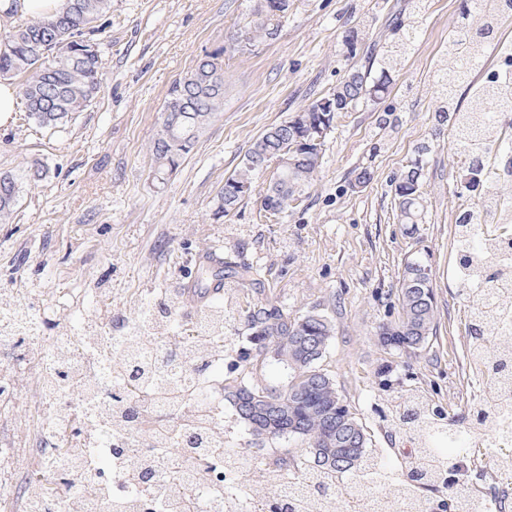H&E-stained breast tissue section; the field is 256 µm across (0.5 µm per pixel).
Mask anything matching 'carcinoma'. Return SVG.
<instances>
[{"mask_svg":"<svg viewBox=\"0 0 512 512\" xmlns=\"http://www.w3.org/2000/svg\"><path fill=\"white\" fill-rule=\"evenodd\" d=\"M112 0H64L62 8L49 17L35 16L26 24L0 31V80L17 82L18 95L24 101L28 118L46 130H56L83 111L100 90L101 51L96 35L106 28V15ZM282 0H255L252 7L256 35L274 39L287 11ZM461 25L448 38V58L440 70V105L436 115L451 125L454 146L463 157L465 170L479 171V185L468 188L478 195L477 203L466 209L467 216L456 218L457 272L460 285L473 302L470 315L471 341L466 360L474 377L492 391V400H479L470 410L471 420L461 430L447 428L446 415L417 398L407 412L392 418V425L404 432L415 445L404 478L394 484L395 496L405 512H430L424 490L443 486L467 512L471 488L461 480L448 478V457L435 446L436 439L448 434V445L469 454L484 441L490 429L512 438L506 427L512 426V233H484V226L512 221L498 208L497 201L484 192V172L494 151L512 153V142L499 140L497 132L504 122V111L512 108V81L491 76L474 85L472 72L481 62L487 44L471 37L474 28H497L500 18L512 14V0H494L495 9L485 0H469ZM399 37L383 52L367 47L368 60L377 68H352L336 91L312 101L289 119L271 126L253 143L248 153L259 150L280 159L272 183L263 197L267 215L281 218L292 205L303 201L313 186L325 153L327 139L321 131L334 127L341 112H350L359 104L375 101L389 88L390 73L397 67L418 38L414 24L396 27ZM221 48L201 57L194 68L172 86L161 112L159 129L151 148V168L162 179L177 168L206 132L224 106V70ZM469 87L466 105L457 92ZM429 147L418 148V157L402 171L395 185V204L400 223L408 233L419 234L425 219L423 197V155ZM261 170L249 161L224 181L219 191L220 212L226 214L251 196L255 177ZM23 181L14 172L0 171V221H7L18 200ZM221 273L247 290L261 291L263 271L251 264L224 262ZM397 320L382 327L383 344L397 351L425 349L435 329V293L430 259L415 255L406 260L398 287ZM182 312L190 334L182 337L179 359L172 373L144 359L147 339L156 336V313ZM236 309L231 301L218 297L208 303L187 305L182 293L172 294L164 302L147 310L138 335L127 345L122 362L115 364L118 375L133 374L134 382L113 391L112 421L117 431L129 425L149 428L153 418L141 406H132L137 391L147 388L171 395L184 393L195 399L201 389L191 373L203 371L201 363L206 345H218L219 337ZM244 324L248 346L241 348L230 375L220 378L224 400L233 408L254 439L266 442L295 439L304 445L292 454L286 448L264 449L265 481L282 483L292 475L296 487L278 497L265 495L254 484L248 497L227 502L224 512H333L340 490V479L356 474L362 485L378 483L386 473L377 467L368 451L369 438L363 424L339 395L330 374L321 368L335 325L330 317L314 307L298 316H290L278 300L264 297L247 303ZM288 366L291 375L282 385H264L254 381L259 366L269 362ZM181 417L190 423L177 438L181 461L192 469L195 482L223 464L222 481L238 484L256 465L246 448H226L213 429L209 417L178 407ZM145 456L130 457L129 497L112 503V512H153L158 505L154 475L160 466L144 462ZM183 468L167 469L163 481L167 494L180 499L181 512H198L200 503L183 483ZM353 512H390L386 498L359 490L352 498Z\"/></svg>","mask_w":512,"mask_h":512,"instance_id":"carcinoma-1","label":"carcinoma"}]
</instances>
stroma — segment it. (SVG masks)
Masks as SVG:
<instances>
[{
  "label": "stroma",
  "instance_id": "stroma-1",
  "mask_svg": "<svg viewBox=\"0 0 512 512\" xmlns=\"http://www.w3.org/2000/svg\"><path fill=\"white\" fill-rule=\"evenodd\" d=\"M253 3L112 0L92 103L55 132L17 104L0 126V169L20 173L42 163L50 172L24 183L11 218L0 223V287L37 289L45 319L78 299L86 315L117 323L194 277V257L204 250L257 264L266 295L289 314L316 306L332 316L322 366L397 480L413 445L389 416L420 396L465 422L473 400L491 397L468 374L470 303L455 274L453 224L474 197L450 127L434 125L438 69L463 2L427 0L415 47L392 72L387 94L338 115L314 186L277 224L262 206L275 167L222 216L225 178L263 131L333 93L350 65H364L367 45L392 42L391 16L408 0H290L276 38L225 51L222 111L179 167L155 179L150 149L169 87L204 53L247 30ZM365 19L371 27L348 59L344 37ZM424 143L426 217L413 238L398 222L395 179ZM364 169L370 180L361 184ZM416 252L431 259L436 333L431 348L402 354L378 333L398 316L399 277ZM463 465L471 512H512V477L493 472L489 450Z\"/></svg>",
  "mask_w": 512,
  "mask_h": 512
}]
</instances>
